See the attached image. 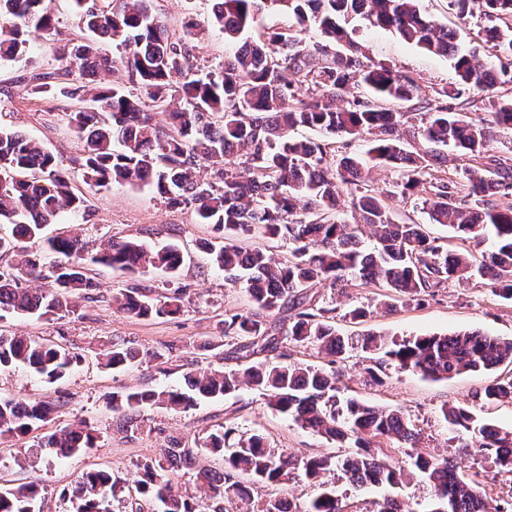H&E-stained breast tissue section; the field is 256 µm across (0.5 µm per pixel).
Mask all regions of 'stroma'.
I'll list each match as a JSON object with an SVG mask.
<instances>
[{"instance_id": "35a3bbf8", "label": "stroma", "mask_w": 512, "mask_h": 512, "mask_svg": "<svg viewBox=\"0 0 512 512\" xmlns=\"http://www.w3.org/2000/svg\"><path fill=\"white\" fill-rule=\"evenodd\" d=\"M419 6L438 23L455 30L463 46H481L482 60H490L492 49L484 44L485 22L479 15H459L449 10L448 0H420ZM157 12L170 29H181L190 20L203 28L195 50L200 70L219 67L225 54L231 53L223 34L210 24L209 0H157ZM355 28L354 38L368 58L415 78L424 95L434 96L436 89L454 82L455 73L447 59L428 54L391 31L370 27L365 21H356ZM55 65L54 42L45 35L32 38L22 60L0 61V125L23 130L68 163L80 149V142L66 119L70 103L64 99L31 100L21 91L23 79L52 70ZM371 177L376 190L391 194L390 206L398 220L424 225L430 236L448 238L446 227L430 223L422 198L396 194L395 172L377 167ZM88 198L89 215L64 214L61 229L89 242L112 235L135 238L150 247L179 245L185 256L180 276L181 284L188 288L185 307L174 317L147 319L116 312L112 307L113 295L134 287L160 290L166 288L167 278L161 272L131 278L102 268L96 277L93 301H80L75 313L59 320L15 316L1 320L0 329L5 333L59 342L82 355L83 361L64 379L51 385L23 367L0 373L2 398L45 397L60 401L53 421L34 426L26 435L0 439V484L13 479L36 481L41 488L38 501L41 512H76V503L64 498L62 491L86 468L108 466L131 481L137 476L138 463L160 453L168 447L170 439H179L191 447L198 436L227 422L244 431L264 434L272 446L290 455L337 454L339 442L301 428L268 407L258 392L248 388L229 398L199 402L196 407L181 412L145 409L141 414V433L129 435L123 431L119 416L109 404L112 392L145 386L181 387V366L185 363L201 371L219 364L234 367V360L227 357L228 347L212 351L204 348L203 343L219 335L218 323L225 313L248 309L250 300L244 290L225 283L223 271L212 264L202 249V242L212 238L213 227L198 223L192 210L168 208L146 187L93 190ZM309 293L316 300L335 306L336 328L348 339L352 350L346 360L335 363L330 356L318 353L314 346L291 344L287 350L292 360L335 368L347 392L365 402L402 407L421 435L420 452L448 457L458 473L478 483L483 495L500 503H512V474L497 471L483 458L462 451L452 440L441 416L442 408L464 405L482 419L512 428V405L486 403L478 398L492 378L511 377L512 365H502L492 375L466 373L441 381L389 367L383 370L379 381L373 382L367 380L365 369L373 365L375 358L359 347L361 337L368 332L389 341L461 330L512 339V301L495 295L479 279L467 283L448 280L435 295L424 297L421 303L399 301L389 310L382 306L380 289L373 286L350 289L344 296L319 284L310 288ZM352 305L367 309V317L361 321L347 318L345 312ZM112 339L150 353V360L121 371L98 367L95 354L104 341ZM169 349L178 357L176 365L166 368L153 360V353ZM80 420L96 429L95 448L61 459L53 449L45 447L50 432ZM324 485L335 489L348 512H373L376 503L386 498L400 500L411 512H429L433 502L430 486L418 476L394 488L358 487L330 475L324 484L318 485L299 476L277 487L253 484L251 495L259 500L274 493L304 504L315 498Z\"/></svg>"}]
</instances>
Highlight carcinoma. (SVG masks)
Returning <instances> with one entry per match:
<instances>
[{
    "label": "carcinoma",
    "instance_id": "obj_1",
    "mask_svg": "<svg viewBox=\"0 0 512 512\" xmlns=\"http://www.w3.org/2000/svg\"><path fill=\"white\" fill-rule=\"evenodd\" d=\"M55 0H0V60L28 52L32 34L56 31ZM84 41L56 40L58 67L31 76L23 90L31 98L64 97L72 102L68 124L80 140L79 155L67 166L52 151L23 133L0 126V253L14 263L0 269V320L36 316L50 320L75 313L72 298L93 299L94 268L136 277L161 270L181 273L177 245L153 249L135 239L109 237L89 246L76 235L47 236L63 213L85 214L88 200L75 176L90 187H150L171 208L191 209L216 236L205 243L225 282L248 294L251 307L224 314L221 334L240 340L234 368L186 370L188 388L125 389L112 393V411L124 416L126 431H140L146 407L186 410L200 401L226 397L247 386L295 423L354 449L334 456L296 458L270 447L264 436L231 424L205 433L202 447L223 460L212 468L178 440L137 464L134 501L157 502L160 512H346L332 491L300 507L272 495L254 501L250 485L278 486L297 474L316 482L339 472L355 486L396 485L418 474L434 489L431 512H506L492 504L477 484L457 473L448 457L407 453L402 465L379 454L382 443L414 448L419 433L403 410L367 404L344 394L336 371L289 360L282 340L310 344L332 357L345 354L336 332V308L323 306L307 289L327 283L343 290L376 284L387 298L421 301L448 279L478 275L493 292L512 300V207L493 197L512 191V164L491 154L493 130H512V97L494 96L487 122L454 111L443 99L465 92L492 93L512 84V0H448L460 14L478 10L490 25L485 41L498 63L479 58V48L464 50L456 32L424 15L418 0H212L211 21L235 47L224 65L198 74L193 33H172L154 9V0H70ZM266 14L287 16L296 29H313L317 40L302 44L295 29L270 28L247 36ZM357 17L390 30L419 49L451 61L455 82L421 97L413 78L384 63L365 59L348 26ZM122 50L102 53L98 40ZM122 69L137 92L96 88L100 71ZM364 84L371 97L354 96L344 107L336 100ZM380 100L418 101L415 110H389ZM167 126L153 123L155 111ZM419 120L424 142L414 151L402 128ZM320 131L325 141L294 137L295 130ZM372 136L366 155L336 154L330 141ZM459 158L468 161L460 180L425 176ZM384 164L400 178L401 194L425 189L430 223L441 224L461 244L451 247L427 235L420 224L396 220L371 187V163ZM351 188L360 223L341 217L340 188ZM373 243L361 248L363 229ZM264 238L291 245L286 261L268 253ZM489 248L477 259L468 245ZM57 256L49 273L33 246ZM48 279L33 291L25 283ZM187 289L155 293L130 288L112 298L133 317L181 313ZM290 313L288 323L267 318ZM362 348L378 355L366 368L373 380L392 366L434 381L468 372L512 365V340L479 331L412 336L386 342L372 333ZM105 369L123 370L145 359L139 350L114 340L97 353ZM81 355L52 341L0 334V370L24 366L52 384L63 379ZM480 398L512 405V377L496 379ZM54 404L40 399L0 398V436L27 434L45 421ZM450 431L468 438L500 472L512 473V429L480 420L464 406L442 410ZM96 429L79 422L47 437L46 446L70 457L95 447ZM195 471L200 496L175 489L174 470ZM122 492V480L106 466L82 472L63 496L78 500V512H109V498ZM40 490L31 482L0 487V512H36Z\"/></svg>",
    "mask_w": 512,
    "mask_h": 512
}]
</instances>
